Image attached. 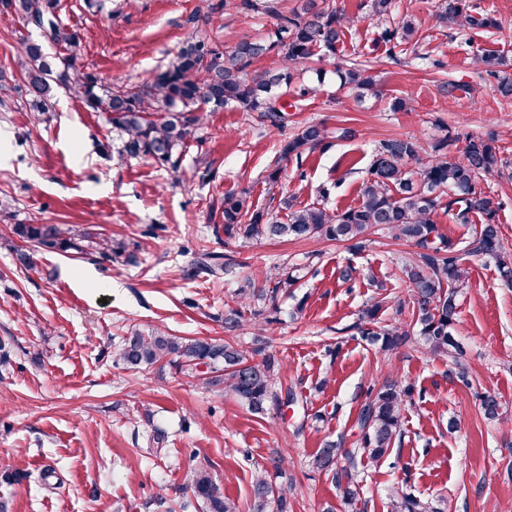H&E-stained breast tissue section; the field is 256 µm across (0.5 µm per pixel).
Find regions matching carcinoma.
Masks as SVG:
<instances>
[{
    "label": "carcinoma",
    "instance_id": "obj_1",
    "mask_svg": "<svg viewBox=\"0 0 512 512\" xmlns=\"http://www.w3.org/2000/svg\"><path fill=\"white\" fill-rule=\"evenodd\" d=\"M392 5L393 0H371L370 17L390 43L388 57L395 60L413 41L417 27L409 18L401 26L389 28ZM0 6L18 15L26 25L46 32L48 41L56 46L68 47L78 40L76 32L58 22L56 0H0ZM265 11L276 20V28L267 40L256 41L244 35L232 49L220 51L208 44L199 26L205 10L198 7L188 19L190 30L174 61L138 84H108L97 73L77 66L73 58L52 57L43 43L26 39L22 42L27 62L24 82L32 108L42 114L52 111L56 92L61 89L88 109L108 115L112 127L121 133L122 154L165 165L175 163L203 127L204 113L197 108L200 103L215 111L235 105L245 112H258L280 127L284 121L279 107L283 90L305 79L308 73L314 78L299 89L303 96L316 92L330 73L336 77L339 91L359 98L379 97V80L369 64L355 62L331 71L309 66L316 55L325 62L333 59L345 30L358 22L336 0H296L287 11L271 2ZM435 19L439 25L459 31L501 28L496 18L473 11L467 0H437ZM279 48V67L252 69L257 60ZM472 64L481 77L495 81L496 92L512 99V64L505 57L476 53ZM159 111L163 117L153 119ZM326 138V129L312 123L282 140L275 166L267 176L268 185L278 183L282 164L315 151ZM500 163L499 152L490 140L472 138L460 156L441 159L425 152L414 138L384 139L376 147L359 205L344 210L305 206L290 211L288 223L280 224L270 213L254 208L248 192L228 194L224 196V234L272 240L318 237L349 242L359 249L367 232L378 227L394 240L415 245L419 252L401 269L407 281L417 287L410 325L421 347L432 355L448 357L458 380L468 386L470 373L460 360L461 350L452 334L457 298L468 280L467 258L494 260L500 277L512 283V260L503 252L496 223L500 203L480 185ZM440 212L452 215L461 224L470 223V217L476 214L481 224L474 226L458 249L438 233L436 217ZM13 233L37 247L62 252L90 248L106 258L122 257L126 252L121 241L65 231L56 224H15ZM198 263L213 277L229 274L234 266L231 259L217 252L201 254ZM296 281L297 277L280 271L278 266L262 273L260 286L256 280H249L236 294L238 307L224 315L228 339L222 343L171 336L159 328L146 332L133 328L124 337L117 361L135 370L172 362L194 378L204 365L206 386L233 392L257 417L266 414L271 405L293 403L295 394L291 389H286L283 397L278 394L282 389L280 361L273 354H262L258 347L271 320L252 324L255 348L240 345L237 337L246 327L244 308L254 309L256 316L262 315L264 308L277 311L279 297L288 294ZM384 305L385 298H370L352 329L370 345L392 353L409 342L410 333L401 324L377 326ZM259 354L262 358L258 361L254 356ZM412 394L413 388L406 381L386 379L378 389L371 390L357 413L358 447L345 448L340 440H326L316 452L312 465L332 475L343 504L355 506L361 500L362 488L357 481L361 469L379 464L394 451ZM481 410L486 419L503 421V406L496 396L483 395ZM188 487L201 512H241L237 502L224 494L205 469L190 472ZM395 508L397 512H449L446 505L435 507L398 490ZM248 512H289L288 494L266 473L259 472L250 485Z\"/></svg>",
    "mask_w": 512,
    "mask_h": 512
}]
</instances>
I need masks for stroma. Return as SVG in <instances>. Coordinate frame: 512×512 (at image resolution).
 I'll use <instances>...</instances> for the list:
<instances>
[{
	"instance_id": "stroma-1",
	"label": "stroma",
	"mask_w": 512,
	"mask_h": 512,
	"mask_svg": "<svg viewBox=\"0 0 512 512\" xmlns=\"http://www.w3.org/2000/svg\"><path fill=\"white\" fill-rule=\"evenodd\" d=\"M202 23L211 44L233 47L242 34L263 40L274 20L261 9L222 7ZM357 24L336 62L369 61L382 97L357 102L334 80L300 96L290 90L283 127L228 106L206 115L176 167L120 155L105 114L62 94L53 112H34L22 84L21 41L39 38L16 15L0 12V74L13 87L0 97V512H163L159 501L198 512L187 488L206 468L225 493L247 504L251 479L267 470L288 491L292 512H395L391 491L449 500L453 512H512V434L484 419L479 397L498 395L512 413V285L493 261L467 262L455 334L472 377L464 386L447 358L409 341L386 354L355 335L364 302L383 284L381 324L408 321L412 287L399 269L414 246L370 235L362 251L326 239L230 238L224 197L248 191L258 209L287 221L289 207L358 205L380 140L412 137L426 152L445 136L460 155L470 137L495 140L512 160V106L493 87L478 99L444 96L440 85L477 82L473 51L512 59V0H472L501 20L493 34L464 39L437 27L435 0H393L392 18L415 20L417 43L398 60L386 54L369 19L371 0H337ZM198 0H58V21L79 40L69 53L106 82L139 83L176 55ZM403 109H393L395 100ZM308 123L329 131L326 148L286 165L277 187L266 176L280 143ZM352 129L349 139L339 129ZM483 189L501 204L498 222L512 257V176L492 174ZM14 224H66L124 241L136 263L47 251L12 234ZM242 265L212 277L199 271L202 250ZM26 252L30 266L17 259ZM300 268L291 296L264 337L286 367L297 400L252 415L230 392L210 389L169 363L137 371L117 365L129 328H160L183 338L222 340L224 314L248 278L272 266ZM357 270L355 286L340 272ZM304 300L300 315L292 310ZM413 387L404 435L392 455L362 474L357 508L339 505L335 484L311 459L324 439L355 447L359 407L387 374ZM458 429L449 432V419ZM166 436L155 453L156 432ZM285 459L283 471L274 462Z\"/></svg>"
}]
</instances>
